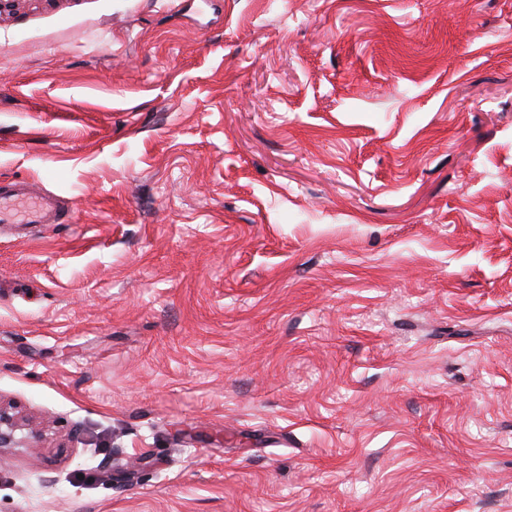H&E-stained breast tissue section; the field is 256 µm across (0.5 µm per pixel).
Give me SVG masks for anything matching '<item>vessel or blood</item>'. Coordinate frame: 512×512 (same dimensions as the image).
Listing matches in <instances>:
<instances>
[{
    "label": "vessel or blood",
    "mask_w": 512,
    "mask_h": 512,
    "mask_svg": "<svg viewBox=\"0 0 512 512\" xmlns=\"http://www.w3.org/2000/svg\"><path fill=\"white\" fill-rule=\"evenodd\" d=\"M65 203L56 194L39 190L26 180L0 182V224H56Z\"/></svg>",
    "instance_id": "b4317fda"
}]
</instances>
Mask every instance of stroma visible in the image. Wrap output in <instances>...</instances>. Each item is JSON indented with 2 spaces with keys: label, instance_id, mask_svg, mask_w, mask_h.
<instances>
[{
  "label": "stroma",
  "instance_id": "35a3bbf8",
  "mask_svg": "<svg viewBox=\"0 0 512 512\" xmlns=\"http://www.w3.org/2000/svg\"><path fill=\"white\" fill-rule=\"evenodd\" d=\"M13 179L0 512H512V0H16ZM65 202L56 194L39 190L27 180L0 182V224H56L63 218ZM28 425L29 423L23 425L14 420L13 416L2 408L0 402V448H14L24 443L25 437L19 436L18 432L23 430V426Z\"/></svg>",
  "mask_w": 512,
  "mask_h": 512
}]
</instances>
